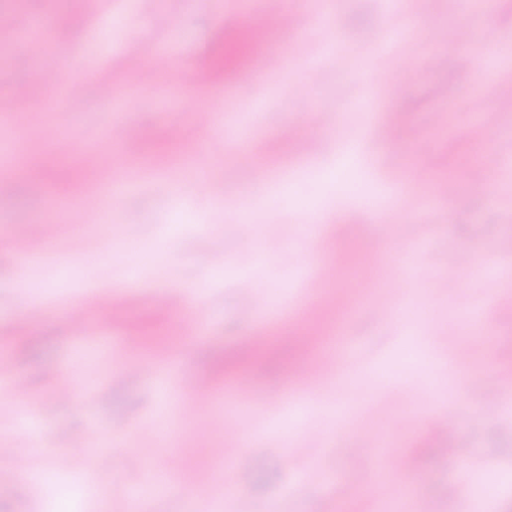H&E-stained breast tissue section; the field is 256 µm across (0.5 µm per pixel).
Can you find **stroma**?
<instances>
[{
  "instance_id": "obj_1",
  "label": "stroma",
  "mask_w": 512,
  "mask_h": 512,
  "mask_svg": "<svg viewBox=\"0 0 512 512\" xmlns=\"http://www.w3.org/2000/svg\"><path fill=\"white\" fill-rule=\"evenodd\" d=\"M286 8L299 26L289 35L260 0H0V104L26 87L22 109L49 130L17 135L16 158L40 162L44 193H29L19 174L0 197V447L24 474L0 482V512H129L120 486L166 477L179 493L152 496L141 512H468L456 458L432 437L444 412L480 477L512 471V319L497 309L512 301V261L494 256L512 239V0ZM31 16L49 19L48 41L30 45L22 65L10 30ZM461 20L497 31L480 70L448 43ZM243 27L259 32L245 76L197 82L196 69ZM382 30L395 35L384 51L371 45ZM135 44L137 72L124 63ZM285 49L306 56L262 70ZM50 67L61 83L44 80ZM71 79L79 96L63 88ZM104 80L117 93L109 103ZM117 123L132 127L129 146L113 142ZM89 148L109 167L71 179ZM481 175L487 188L473 192ZM94 177L129 184L102 215L81 194ZM447 177L458 186L453 208L432 194ZM211 178L223 203L205 187ZM245 217L257 224L248 251ZM47 223L57 226L49 241ZM19 230L39 251L25 264L12 248ZM452 254L476 264L450 268ZM356 260L394 274L354 297L336 284L310 290L321 268ZM102 290L121 310L94 304ZM316 301L326 311L309 339L305 310ZM33 304L43 318L20 328ZM78 310L90 320L80 331L70 321ZM140 325L161 342L127 348ZM254 330L266 354L224 370ZM124 365L139 375L113 387ZM62 370L68 402L52 394ZM185 376L212 389L190 422ZM490 378L506 390L492 418L478 404ZM27 405L30 431L15 426ZM225 415L244 432L227 461L230 440L211 428ZM84 430L98 454L63 450L60 437ZM65 451L70 470L42 478ZM202 478L212 496L190 500Z\"/></svg>"
}]
</instances>
